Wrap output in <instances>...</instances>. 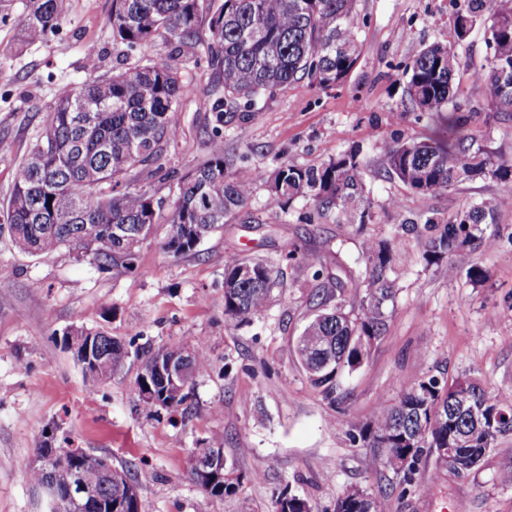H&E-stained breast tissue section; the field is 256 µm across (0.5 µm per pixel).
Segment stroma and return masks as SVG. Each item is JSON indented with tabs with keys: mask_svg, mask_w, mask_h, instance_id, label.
Listing matches in <instances>:
<instances>
[{
	"mask_svg": "<svg viewBox=\"0 0 512 512\" xmlns=\"http://www.w3.org/2000/svg\"><path fill=\"white\" fill-rule=\"evenodd\" d=\"M111 7L112 0H69L58 32L23 47L11 26L0 24V206L59 88L122 62L107 24ZM355 10L365 22L363 53L348 76L324 90L304 80L237 109L224 126V151L234 170L252 172L273 171L286 160L318 165L358 151L371 190L366 224H339L331 213L304 223L311 203L299 199L282 210L259 184L248 204L253 223L227 224L179 257L164 250V230L156 228L130 270H102L92 257L65 249L32 255L0 230V512H48L45 488L28 477L47 444L84 448L129 468L141 512H273L284 488L307 499L313 512H334L350 489L386 490L390 512H452L460 503L467 512H512V486L497 478L502 460L512 456V435L501 437L465 478L428 456L407 492L393 473L372 472L369 449L352 439L382 398L401 397L432 376L474 378L489 392L512 395V207L498 213L496 251L455 257L464 269L480 263L486 279L451 280L416 260L417 242L399 225L406 218L453 219L471 201L494 200L497 183L476 179L423 198L380 164L393 140L429 131L427 117L404 93L403 70L420 47L453 42L452 0H356ZM91 45L96 55L88 54ZM461 56L457 100L471 112L470 132L491 146L512 147V114L487 106L474 83L487 64L481 29ZM181 73L187 93L180 137L163 162L185 174L210 152L213 99L205 88L212 73L202 60L182 61ZM372 240L393 244L398 297L386 334L359 369L339 379L347 401L337 406L311 384L295 353L314 310L311 273L288 253L313 251L323 267L352 283ZM232 255L278 267L271 303L250 325L224 318V262ZM81 325L132 352L203 340L207 360L194 373L186 403L147 416L135 383L142 362L134 355L108 380L89 377L63 345L64 331ZM215 433L241 476L236 492L221 500L188 476L193 449L206 447Z\"/></svg>",
	"mask_w": 512,
	"mask_h": 512,
	"instance_id": "stroma-1",
	"label": "stroma"
}]
</instances>
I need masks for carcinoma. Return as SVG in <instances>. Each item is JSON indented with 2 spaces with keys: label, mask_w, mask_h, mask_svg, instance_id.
Segmentation results:
<instances>
[{
  "label": "carcinoma",
  "mask_w": 512,
  "mask_h": 512,
  "mask_svg": "<svg viewBox=\"0 0 512 512\" xmlns=\"http://www.w3.org/2000/svg\"><path fill=\"white\" fill-rule=\"evenodd\" d=\"M68 0H27L20 10L12 0H0V22L15 28L27 44L54 33ZM112 43L134 52L162 38L163 58H140L110 73L91 74L47 113L41 135L19 163L11 194L1 208L8 231L22 250L51 256L64 248L92 252L102 269L135 266L139 227L160 223L162 199L135 186L132 173H145L167 187L172 205L165 222L164 248L175 256L192 253L201 241L242 217L254 186L266 183L277 203L296 198L315 208L308 223L325 211L336 220L369 218L371 200L362 177L358 153L343 152L320 165L285 161L267 175L255 172L246 180L231 172L224 154V107L240 101L252 104L261 94L303 79L321 89L339 84L362 55L363 21L355 0H112L107 18ZM454 43L421 48L405 67L406 93L434 127L425 139L396 140L382 158L386 171L421 197L449 191L476 177L499 184L491 202H472L454 220H427L418 229L406 218L400 228L416 234L418 259L450 279L461 270L452 256L464 249L492 252L499 237L487 232L497 223L498 210L512 196V161L505 150L493 148L468 133L470 113L457 103L453 83L462 67L456 47L481 27L487 67L474 76L478 93L498 112H512V0H464L452 18ZM208 31L207 41L201 30ZM204 50L216 77L208 89L214 97L210 132L211 153L192 172L165 168L164 149L180 134L179 106L184 85L178 60L198 57ZM302 258L316 281L309 301L317 314L296 343L297 357L311 383L341 405L337 379L353 372L368 357L388 328L397 288L391 278L393 247L371 242L364 252L365 271L356 285L358 304L349 308L348 283L324 273L318 258ZM277 271L264 259L231 256L224 262V317L248 325L268 309ZM100 337V365L119 368L128 349L101 331L84 326L71 336ZM188 357L190 367L206 361L203 344L183 340L144 354L141 372L156 356ZM333 362L325 367V358ZM159 404L142 401L152 415L177 409L188 399L185 389L165 387L155 379ZM512 434V399L488 393L472 380L443 383L435 377L420 382L399 400H381L352 440L371 450L370 465L389 470L401 483L412 484V467L441 448H452L448 468L469 476L498 439ZM51 454L30 478L54 486L65 495L73 483L85 494L63 505L62 512H140L137 487L128 471L108 468L103 455L78 448L38 449ZM191 480L213 499L233 494L239 478L228 472L212 474L198 464ZM275 512H311L306 499L287 490L275 500ZM335 512H389L385 495L349 490L336 502Z\"/></svg>",
  "instance_id": "1"
}]
</instances>
